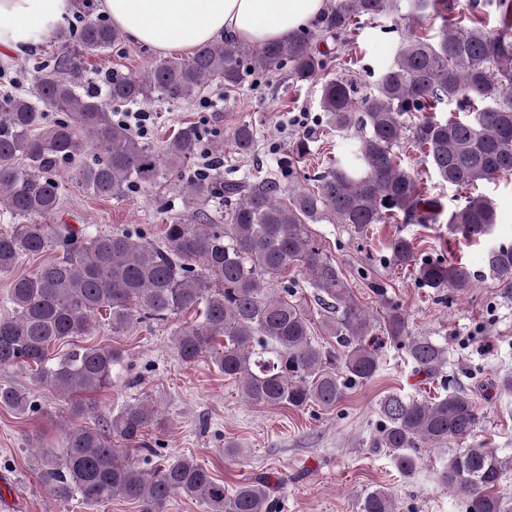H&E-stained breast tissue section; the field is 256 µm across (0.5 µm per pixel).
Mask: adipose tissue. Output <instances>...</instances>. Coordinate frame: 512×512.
<instances>
[{"mask_svg":"<svg viewBox=\"0 0 512 512\" xmlns=\"http://www.w3.org/2000/svg\"><path fill=\"white\" fill-rule=\"evenodd\" d=\"M101 12L133 42L157 51L192 54L230 38L255 45L287 38L320 22L328 0H98ZM72 14L71 0H0V51H37Z\"/></svg>","mask_w":512,"mask_h":512,"instance_id":"adipose-tissue-1","label":"adipose tissue"}]
</instances>
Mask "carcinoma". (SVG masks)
Returning a JSON list of instances; mask_svg holds the SVG:
<instances>
[{
  "instance_id": "carcinoma-1",
  "label": "carcinoma",
  "mask_w": 512,
  "mask_h": 512,
  "mask_svg": "<svg viewBox=\"0 0 512 512\" xmlns=\"http://www.w3.org/2000/svg\"><path fill=\"white\" fill-rule=\"evenodd\" d=\"M489 4L500 16L493 31L449 0H336L315 29L280 41H211L187 58L159 59L143 71L114 70L105 76L104 100L86 84V59L112 50L125 36L108 20L91 17L92 0H73L80 25L53 36L52 63L39 68L33 89L18 93L5 84L0 91V217L13 224L0 233V274L13 277L11 313L0 317V366L28 365L38 383L72 397L73 416L93 415L95 407L82 396L112 384L123 353L76 345L55 357L52 349L88 335L98 315L121 333L137 320L168 323L192 312L193 322L173 330L180 358H209L252 405L335 408L347 390L378 373L380 334L406 351L416 373L446 385L448 347L411 335L406 313L380 284L372 292L381 317L364 309L309 225L343 224L360 234L390 221L437 223L442 205L403 165L397 148L405 142L423 154L440 181L460 190L512 175V0ZM431 12L441 20L436 35L422 25ZM386 16L407 36L373 91L359 98L354 82L344 78L322 84L328 125L354 130L358 138L351 154L314 177L308 189L290 188L293 161L309 151L304 140L293 143L273 176L231 179L217 159L209 172L188 177L205 137L199 126L179 128L157 148L113 118L116 106L190 100L216 80L237 89L258 71L285 69L293 82L314 80L331 59L317 49L318 41L352 32L362 17ZM445 102L466 118L435 116ZM233 140L248 154L256 129L242 123ZM67 171L93 196L117 200L166 175L178 183L187 216L171 217L159 244L46 224L62 209ZM217 203L224 206L222 216ZM495 224V207L482 195L464 196L448 214V233L468 240L492 235ZM388 250L392 265L411 269L417 284L442 300L474 287L466 265L422 256L404 236L394 237ZM44 253L54 257L33 275H14L23 258ZM487 266L512 288V244L493 246ZM302 275L315 290V313L299 297ZM317 327L338 349L315 340ZM0 406L19 415L38 411L34 400L8 384H0ZM482 420L461 389L430 399L389 393L379 403L372 445L410 477L422 468L420 449L465 442ZM161 425L158 411L141 401L121 406L93 428L67 429L63 447L39 448V479L60 505L77 497L90 506L120 498L137 503L139 512H166L181 494L205 512H279L264 477L229 490L192 457H162L148 437ZM507 469L499 449L471 445L448 454L438 479L462 497L465 512H512L496 493ZM357 512L401 508L391 490L378 488L359 496Z\"/></svg>"
}]
</instances>
